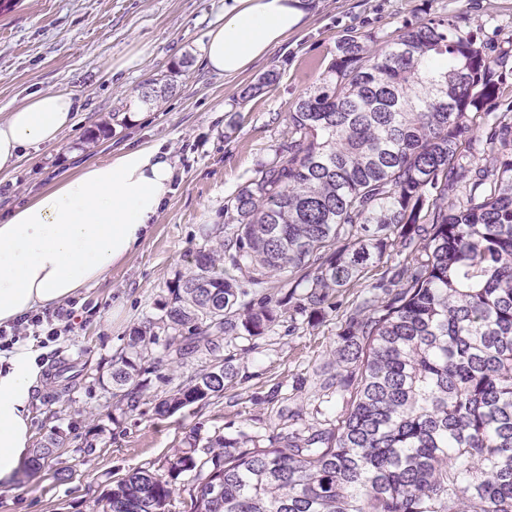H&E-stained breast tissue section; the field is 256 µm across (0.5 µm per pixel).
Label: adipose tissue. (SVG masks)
<instances>
[{
    "label": "adipose tissue",
    "mask_w": 512,
    "mask_h": 512,
    "mask_svg": "<svg viewBox=\"0 0 512 512\" xmlns=\"http://www.w3.org/2000/svg\"><path fill=\"white\" fill-rule=\"evenodd\" d=\"M308 0H226L204 63L227 78L247 72L299 31ZM68 90L37 93L0 114V173L57 143L75 120ZM174 176L170 154L142 145L86 162L0 220V325L49 309L99 284L148 238ZM44 348L18 342L0 355V487H13L32 455L33 396Z\"/></svg>",
    "instance_id": "ef3b65f1"
}]
</instances>
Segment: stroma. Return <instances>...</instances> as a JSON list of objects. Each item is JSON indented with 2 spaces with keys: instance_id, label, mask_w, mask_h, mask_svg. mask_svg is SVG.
Listing matches in <instances>:
<instances>
[{
  "instance_id": "1",
  "label": "stroma",
  "mask_w": 512,
  "mask_h": 512,
  "mask_svg": "<svg viewBox=\"0 0 512 512\" xmlns=\"http://www.w3.org/2000/svg\"><path fill=\"white\" fill-rule=\"evenodd\" d=\"M224 14V0H11L0 12V113L48 90L74 93V126L53 145L30 152L11 175L0 174V218L89 160L145 143L161 144L175 179L150 236L99 285L81 291L71 332L47 348L48 384L32 406L33 447L54 445L16 488H0V512H90L113 481L138 468L158 469L189 437L205 447L224 437L264 448L275 435L335 427L346 399L332 389L341 327L356 301L402 261L389 249L358 284L335 293L336 309L311 325L282 316L259 337L222 336L215 353L166 363L170 332L160 322L168 288L190 269L192 254L224 232V207L288 138V113L319 87L337 39L347 30L397 34L403 26L445 16L494 56L512 58V0H314L305 26L263 61L234 79L204 65L206 34ZM140 56L111 73L108 61ZM278 80L266 93L241 99L261 74ZM152 79L174 90L155 102L141 91ZM153 323L142 352L148 367L138 411L116 407L104 385L112 360L127 352L133 329ZM232 358L239 370L221 399L173 415L158 400L195 372ZM85 376L67 383L64 370ZM69 468V479L57 476Z\"/></svg>"
}]
</instances>
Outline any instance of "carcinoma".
Segmentation results:
<instances>
[{
    "label": "carcinoma",
    "instance_id": "1",
    "mask_svg": "<svg viewBox=\"0 0 512 512\" xmlns=\"http://www.w3.org/2000/svg\"><path fill=\"white\" fill-rule=\"evenodd\" d=\"M506 66L448 19L336 41L288 140L224 207L222 243L169 288L173 336L151 368L213 352L216 336H262L287 309L320 319L399 246L403 263L376 284L388 299L356 303L339 334L336 363L358 374L337 382L338 425L266 448L218 436L204 458L192 443L164 471L116 481L92 512H167L186 471L189 512H512V154L498 149L512 147V116L486 111ZM271 279L288 293H267ZM153 328L112 360V396L132 413ZM237 378L230 358L207 366L155 413L219 399Z\"/></svg>",
    "mask_w": 512,
    "mask_h": 512
}]
</instances>
